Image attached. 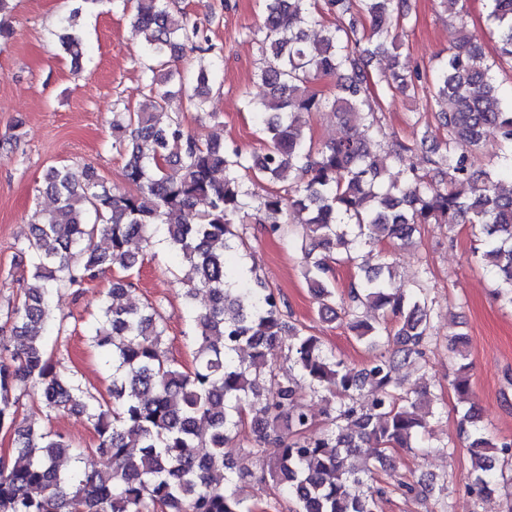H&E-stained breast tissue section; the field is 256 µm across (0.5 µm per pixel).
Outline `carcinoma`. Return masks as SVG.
I'll use <instances>...</instances> for the list:
<instances>
[{
	"label": "carcinoma",
	"mask_w": 512,
	"mask_h": 512,
	"mask_svg": "<svg viewBox=\"0 0 512 512\" xmlns=\"http://www.w3.org/2000/svg\"><path fill=\"white\" fill-rule=\"evenodd\" d=\"M136 2L144 74L164 90L136 111L112 112V146L126 156L132 192L113 197L88 165L54 166L45 176L55 206L36 213L21 249L30 279L4 313L14 341L0 343V430L10 434L12 448L0 457V512H255L243 482L246 459L258 452L269 456L273 489L295 504L294 512H378L383 489L353 490L373 475L358 450L372 445L383 467L394 449L422 439L435 416L430 392L403 393L399 382L400 368L423 356L429 335L423 289L397 286L392 262L349 283L351 305L343 313L354 337L368 347L384 336L394 344L356 372L319 338L286 325L280 292L257 274L244 276L229 257L245 247L242 225L252 212L272 236L288 232L293 215L306 242L303 279L319 313L335 317L332 263L361 270L357 258L365 247L406 245L424 224H446L450 233L467 224L477 242L473 254L501 278L505 290L498 296L512 305V182L502 181L504 174L512 179V89L496 83L480 40L464 26L429 70L402 62L398 31L412 24L407 0H261L259 78L268 95L247 100V107L265 149L247 153L217 138L202 143L164 102L186 93L196 111H205L215 64L201 57L196 68L181 70L171 62L213 47H202L209 39L186 13L173 14L169 0ZM488 8L500 56L512 60V0H488ZM312 26L321 28L317 39L307 34ZM56 38L80 71L86 52L74 15ZM380 56L389 61L380 81L409 97L428 87L447 129L443 140L421 134L427 171L404 169L389 183L384 159L402 162L413 143L386 136L368 99L367 66ZM325 77L336 79L331 99L315 88ZM326 108L348 133L317 146L307 117ZM491 133L503 164L480 172L471 155ZM248 174L288 189L259 196ZM187 214L194 223L184 221ZM155 237L194 273L184 293L194 325L193 365L184 368L168 355L157 307L127 304L133 283L115 277L90 331L112 368L107 395L98 397L77 376H61L47 352L46 333L66 332L54 320V297L112 268L134 269L143 262L139 250ZM200 294L209 301L192 306ZM361 307L396 318V325L358 315ZM285 330L297 376L281 380L274 365ZM305 386L326 401V429L313 440L315 420L299 402ZM29 391L49 414L85 417L94 434L90 451L111 466L62 471L60 460L78 455L62 434L20 417ZM479 422L471 407L460 416L471 459L464 487L483 498L494 492L495 460H512V442L490 437ZM246 425L253 440L244 447L236 438ZM199 448L207 449L202 461Z\"/></svg>",
	"instance_id": "obj_1"
}]
</instances>
